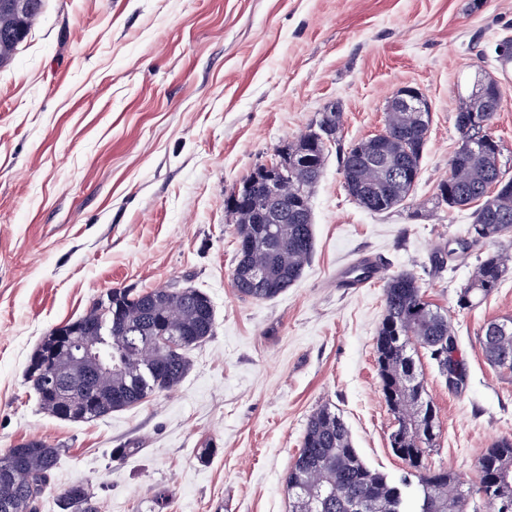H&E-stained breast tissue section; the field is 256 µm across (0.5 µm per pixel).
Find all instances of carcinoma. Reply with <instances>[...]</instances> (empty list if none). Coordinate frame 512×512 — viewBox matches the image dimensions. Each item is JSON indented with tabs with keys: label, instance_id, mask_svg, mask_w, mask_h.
I'll return each instance as SVG.
<instances>
[{
	"label": "carcinoma",
	"instance_id": "cac0c4a2",
	"mask_svg": "<svg viewBox=\"0 0 512 512\" xmlns=\"http://www.w3.org/2000/svg\"><path fill=\"white\" fill-rule=\"evenodd\" d=\"M44 0H27V8L15 12L0 8V63L13 59L43 11ZM472 102L461 103L455 125L462 145L452 157L448 179L438 186L437 200L450 209L463 210L473 203L472 226L481 234L463 239L466 247L491 245L480 253L473 275L457 291L456 304L467 309L499 288L512 262V179L503 180L500 145L488 132L492 112H470ZM341 108L320 118L310 134L288 146V154L306 153L314 168L293 171L283 166L288 184V223L259 224L255 214L264 204L253 192L247 208L232 211L235 217V258L231 282L244 299L268 300L293 286L303 275L314 249L310 197L323 169L327 145L339 141ZM431 113H387L390 137L376 146L362 140L342 150L343 187L359 207L375 213L401 205L418 180L420 161L427 142ZM380 153L382 166L402 172L391 180L371 161ZM215 311L209 296L191 286H163L147 292L114 289L107 300L94 304L78 319L52 330L30 357L26 380L38 396L39 406L57 417L63 414L57 397L45 383L52 371V352L64 346L74 331L98 337L112 365L104 369L88 358L69 363L77 379H90L99 393L112 394L102 406L84 400L70 409L65 420L89 422L116 411L133 408L150 395L178 386L191 367L188 352L213 334ZM154 336H173L178 348L159 344L151 362L160 374L144 370L140 344ZM487 360L499 370L512 372V318L492 320L480 337ZM430 353L440 374L464 376L457 359L458 342L451 316L425 299L419 278L402 271L384 285V315L374 343V358L381 387L392 390L386 400L402 436L393 453L406 461L414 481L388 480L369 468L354 448L350 430L339 413L323 405L308 418L301 448L286 477L291 512H358L356 505H371V512H416L404 498L407 485L417 488L428 512H495L499 497L512 499V438L493 442L477 461V485L463 488L458 476L445 467L428 465L440 435L437 408L427 397L425 380L414 355ZM60 449L40 439L28 440L21 458L14 449L0 456V512H39L55 471ZM61 512H98L94 492L87 483L69 486L59 497Z\"/></svg>",
	"mask_w": 512,
	"mask_h": 512
}]
</instances>
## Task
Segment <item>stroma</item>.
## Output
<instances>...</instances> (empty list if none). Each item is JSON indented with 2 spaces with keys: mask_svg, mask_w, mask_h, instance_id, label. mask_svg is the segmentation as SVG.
<instances>
[{
  "mask_svg": "<svg viewBox=\"0 0 512 512\" xmlns=\"http://www.w3.org/2000/svg\"><path fill=\"white\" fill-rule=\"evenodd\" d=\"M506 37L512 0H45L0 68V455L29 438L60 449L40 512H59L77 482L100 512H290L285 477L324 404L368 466L404 475L374 361L385 280L401 271L448 310L466 369L452 390L418 353L441 426L430 461L477 482L478 457L512 437V374L479 343L486 323L512 318V270L457 308L476 254L433 258L473 218L437 187L462 142L459 100L481 80L502 93L490 132L512 179ZM404 85L426 95L432 123L409 200L374 214L346 195L338 148L381 131ZM331 103L344 119L310 199L312 258L276 298H241L225 201ZM362 254L381 278L341 286ZM166 285L204 291L215 310L183 382L88 423L41 411L24 372L43 336L112 289Z\"/></svg>",
  "mask_w": 512,
  "mask_h": 512,
  "instance_id": "stroma-1",
  "label": "stroma"
}]
</instances>
